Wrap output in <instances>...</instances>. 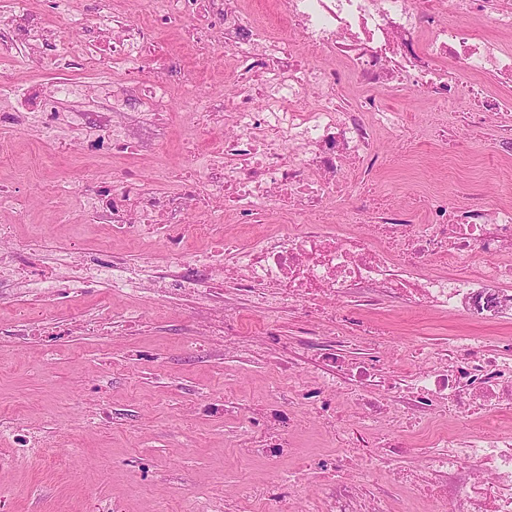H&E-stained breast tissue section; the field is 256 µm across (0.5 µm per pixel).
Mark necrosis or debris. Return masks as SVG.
I'll return each instance as SVG.
<instances>
[{
  "label": "necrosis or debris",
  "mask_w": 512,
  "mask_h": 512,
  "mask_svg": "<svg viewBox=\"0 0 512 512\" xmlns=\"http://www.w3.org/2000/svg\"><path fill=\"white\" fill-rule=\"evenodd\" d=\"M111 2L100 0L81 24L87 59L102 70L122 68L118 81L96 84L67 79L16 88L12 73L2 67L15 47L26 46L33 59L56 70L66 68L67 56L44 55L45 46L56 44L58 27L31 11L28 0H14L0 13V126L41 135L57 156L77 143L107 162L142 145L168 110L167 84L178 72L168 69L154 82L140 79L129 51L148 46L153 34L137 24L111 26ZM142 4L158 25L189 31L197 45L207 44L210 31L222 27L223 37L207 45L209 53H230L243 63L233 97L192 102V129L182 140L180 167L155 169V181L174 180L176 191L149 188L132 170L101 190L86 178L68 181L63 189L68 201L106 224L113 236L159 244L164 261L157 263L155 278L145 279L111 255L88 267L74 248L60 273L34 262L45 240L17 245L12 225L1 224L0 273L10 272L47 294L61 287L88 289L108 279L120 291L195 297L205 305L203 320L212 335L223 337L228 349L236 347L239 330L224 290L241 300L305 308L313 320L294 345L318 349L313 363L327 390L357 387L363 424L361 434L345 437L335 453L321 457L330 479L316 512H391L362 484L334 477L358 462L363 474L379 471L398 482L391 457L376 452L387 400L397 405L391 415L395 425L410 415L444 424L427 440L432 452L421 477L432 512H448L447 498L434 490L452 477L460 490L457 512H480L484 504L490 512H512V338L490 346L473 333L452 337L445 347L417 350L424 369L397 379L388 371V356L367 363L347 360L336 333L338 317L385 298L482 323L512 320V259L503 256L512 247V177L501 200L480 206L455 207L439 195L418 200V211L427 216L423 224L375 197L346 210L335 224L325 210L326 200L352 196L355 170L386 165L374 148L380 130H391L400 151L411 143L406 119L384 111L378 87L415 88L447 104L451 87L436 69L441 59L468 78L471 125L496 118L501 134L493 150L512 157V99L484 83L488 75L512 82V51L479 33L489 24L512 35V11L496 8L494 0H286L292 36L283 42L246 20L240 0ZM462 15L476 17V24L459 23ZM107 30L111 41H98V33ZM69 99L90 107L65 108ZM228 112L236 117L229 136L223 133ZM205 133L214 140L203 153L198 140ZM199 203L208 207L209 221L196 231L210 246L190 252L183 247L185 219ZM273 206L287 210V228L256 227L245 244L225 238V208L259 219ZM280 403V395H273L263 420L251 416L246 405L225 404V414L242 424L251 458L272 464L288 458L281 442L291 420ZM469 418L478 420L481 432L462 435L452 428V421ZM477 464L489 467L490 479L467 480V469Z\"/></svg>",
  "instance_id": "1"
}]
</instances>
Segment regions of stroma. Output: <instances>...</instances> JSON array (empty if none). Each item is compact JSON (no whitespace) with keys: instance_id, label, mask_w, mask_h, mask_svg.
<instances>
[{"instance_id":"35a3bbf8","label":"stroma","mask_w":512,"mask_h":512,"mask_svg":"<svg viewBox=\"0 0 512 512\" xmlns=\"http://www.w3.org/2000/svg\"><path fill=\"white\" fill-rule=\"evenodd\" d=\"M69 7L74 20L61 25L59 41L71 54L67 74L92 81L100 73L84 64V34L76 19L94 12L96 0H69ZM172 62L181 64L197 98L232 94V85L224 81L228 61L216 55L208 66H199L191 40L178 28L159 30L154 45L135 64L143 77L153 79ZM168 94L170 109L156 130L152 154L117 157L113 172L135 166L148 180L157 163L178 167L189 108L181 87H170ZM470 108L463 98L442 106L411 90L385 94V111L403 113L417 138L396 169L375 178V190L398 206L412 195L439 194L463 207L472 201L457 191L465 182L492 199L502 181L500 166L489 158L494 127L474 137L473 153L464 160L456 159L452 145L439 146L429 138L447 113ZM0 136L13 143L7 155H0V175L22 203L18 209H0V224L15 226L18 243L37 233L55 253L77 241L86 254L112 251L132 264L150 252V245L113 237L106 225L87 221L77 205L59 207L50 194V187L67 173L97 172V164L81 149L48 166L38 137L9 129ZM102 308L134 316L131 333L107 340L74 327L75 318L94 316ZM37 312L47 322L70 324V331L49 347L38 339L10 337L15 307L10 284L0 283V425L18 422L47 439L56 448L57 464L7 467L0 475V512H87L98 498L119 502L123 512H196L201 499L213 512L229 507L268 512L260 489L271 477L270 466L241 455L243 435L237 421L225 415L224 403L233 400L260 410L272 388L300 386L306 398L288 409L307 414L308 396L319 391L316 369L301 351L292 350L284 359L294 372L281 374L264 341L270 327L280 338L293 340L306 320L302 310L239 305L236 318L244 347L230 354L201 335L193 303L117 294L106 281L80 295H46ZM378 314L392 325L394 366L401 375L417 368L407 357L409 350L437 347L460 331L491 340L512 336V322L481 324L405 309L390 300ZM291 442L301 454L284 463L293 480L280 508L313 512L321 489L317 471L306 462L335 448L336 442L316 422L293 434Z\"/></svg>"}]
</instances>
